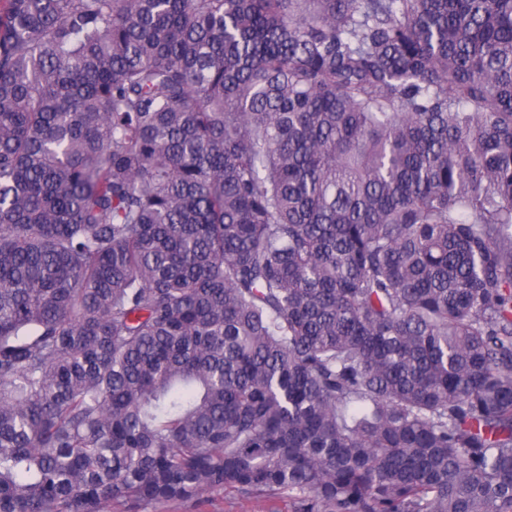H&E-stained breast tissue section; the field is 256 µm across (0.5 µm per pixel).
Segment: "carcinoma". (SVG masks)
<instances>
[{
    "instance_id": "carcinoma-1",
    "label": "carcinoma",
    "mask_w": 512,
    "mask_h": 512,
    "mask_svg": "<svg viewBox=\"0 0 512 512\" xmlns=\"http://www.w3.org/2000/svg\"><path fill=\"white\" fill-rule=\"evenodd\" d=\"M215 488L512 512V0H0V512Z\"/></svg>"
}]
</instances>
